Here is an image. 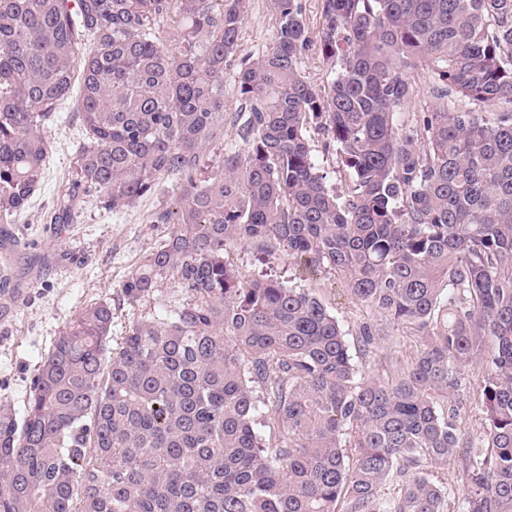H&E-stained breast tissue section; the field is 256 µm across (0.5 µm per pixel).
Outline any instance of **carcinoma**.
<instances>
[{"label": "carcinoma", "instance_id": "cac0c4a2", "mask_svg": "<svg viewBox=\"0 0 512 512\" xmlns=\"http://www.w3.org/2000/svg\"><path fill=\"white\" fill-rule=\"evenodd\" d=\"M320 2L313 29L303 0H271L254 59L248 0H0V216L37 193L78 73L61 206L116 212L170 182L152 223L171 232L119 288L132 307L165 279L181 294L114 347L105 301L56 339L23 420L0 412V512H512V0ZM313 49L321 85L299 69ZM230 69L248 111L229 145ZM233 247L336 273L423 348L365 372L393 336L350 344L314 289L243 278ZM275 26L271 1L250 0L240 39L241 54L255 58L266 52L271 46ZM316 136L313 139V154L314 157L324 171L327 172V182L330 187H336V191L338 193H342L345 190V181L342 178V181L340 180L339 174L336 172V158L335 156H332L331 154H323L322 144H321V137L317 139ZM319 141V142H318ZM485 372V365H483L482 362L473 363L472 365H469L465 368L464 376H462L461 380V390H460V396L464 395V401L466 398V418L467 420V427L469 428V435L473 439V441H476V439L479 436L480 433V416L481 414L479 411L475 408L474 403L469 404V398H468V392L472 391V387L476 386V384L482 380V376ZM468 398V401H467Z\"/></svg>", "mask_w": 512, "mask_h": 512}]
</instances>
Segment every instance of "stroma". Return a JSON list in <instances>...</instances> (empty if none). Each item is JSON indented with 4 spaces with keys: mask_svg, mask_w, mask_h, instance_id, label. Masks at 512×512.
<instances>
[{
    "mask_svg": "<svg viewBox=\"0 0 512 512\" xmlns=\"http://www.w3.org/2000/svg\"><path fill=\"white\" fill-rule=\"evenodd\" d=\"M274 32L271 0H250L240 39L242 54L255 57L266 52ZM74 105V100L65 101L49 125L53 148L30 207L20 217L0 220V263L9 268L6 284L0 285V409L19 419L25 414L32 378L55 340L91 304L116 301L122 281L171 231L170 225L151 221L152 213L172 197L167 183L119 212L106 210L96 197H84L69 223H52L82 140L71 120ZM229 258L245 278L270 271L292 285L315 287L348 338H355L366 325L386 326L347 295L336 275L327 273L313 281L287 258L267 266L243 248L232 249Z\"/></svg>",
    "mask_w": 512,
    "mask_h": 512,
    "instance_id": "stroma-1",
    "label": "stroma"
}]
</instances>
